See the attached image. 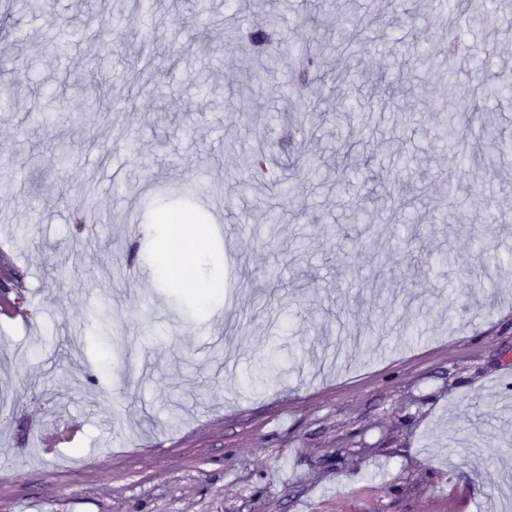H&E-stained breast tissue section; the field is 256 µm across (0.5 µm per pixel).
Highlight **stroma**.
<instances>
[{
  "label": "stroma",
  "instance_id": "1",
  "mask_svg": "<svg viewBox=\"0 0 512 512\" xmlns=\"http://www.w3.org/2000/svg\"><path fill=\"white\" fill-rule=\"evenodd\" d=\"M41 2L17 11L0 55V77L23 88L0 115V241L17 278L0 343L30 346L22 361L0 355L14 406L0 420L12 465L0 512H484L512 471V392L500 385L512 375V156L463 165L440 149L429 107L463 90L442 70L420 75L409 55L443 59L432 0H209L202 16L193 0H168L148 32L128 0H54L48 13ZM310 11L314 26H302ZM353 14L367 26L362 74L342 91L369 163L326 193L313 169L336 165L332 103L275 88L288 49L335 39ZM453 22L469 54L512 59L503 0H488L482 26ZM88 23L103 25L98 40L52 57ZM250 27L274 28L280 59L260 98L232 84L253 64L235 42ZM397 72L413 97L390 100L383 77ZM77 77L106 86L114 111ZM201 80L211 94L197 95ZM311 103L293 144L307 166L280 172L305 186L298 215L281 184L236 159ZM41 111L58 118L64 147ZM403 158L427 189L413 209L418 244L390 220L394 182H373ZM476 194L495 223H457ZM85 200L100 220L77 242L69 214ZM360 202L371 223L351 222ZM175 212L204 228L196 276L219 300L159 275ZM445 252L483 287L441 292L448 270L428 256ZM411 260L409 295L394 297ZM68 425L77 440L57 439ZM36 431L56 437L54 454L30 456Z\"/></svg>",
  "mask_w": 512,
  "mask_h": 512
}]
</instances>
